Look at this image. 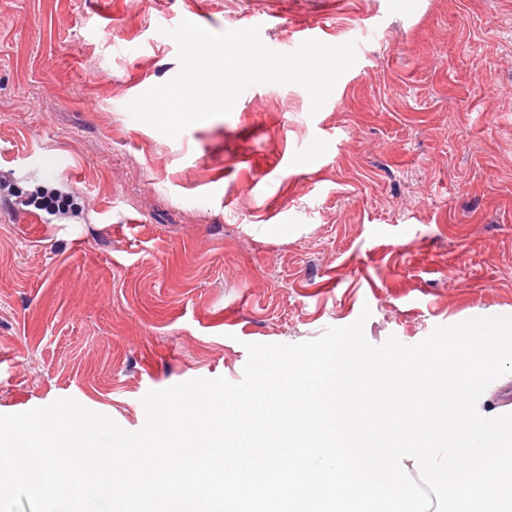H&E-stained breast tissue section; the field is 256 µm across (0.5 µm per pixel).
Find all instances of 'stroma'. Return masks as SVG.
Instances as JSON below:
<instances>
[{"label": "stroma", "mask_w": 512, "mask_h": 512, "mask_svg": "<svg viewBox=\"0 0 512 512\" xmlns=\"http://www.w3.org/2000/svg\"><path fill=\"white\" fill-rule=\"evenodd\" d=\"M267 13L268 45L356 41L318 113L260 84L174 139L131 117L179 69L165 29ZM0 183L81 204L0 202V414L71 397L136 431L148 391L365 308L369 342L417 344L512 309V0H0ZM34 204L38 209L46 211L50 215L76 213L78 203L74 197L62 194L54 190H38L30 201L21 203L29 206Z\"/></svg>", "instance_id": "stroma-1"}]
</instances>
